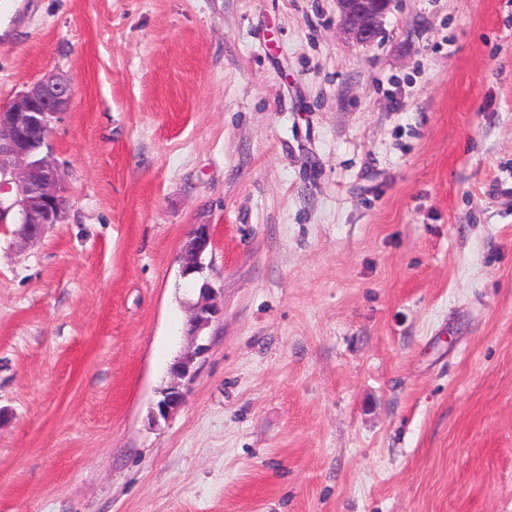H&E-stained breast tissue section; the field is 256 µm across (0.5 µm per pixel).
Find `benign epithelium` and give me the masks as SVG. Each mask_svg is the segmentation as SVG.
I'll list each match as a JSON object with an SVG mask.
<instances>
[{
  "instance_id": "1",
  "label": "benign epithelium",
  "mask_w": 512,
  "mask_h": 512,
  "mask_svg": "<svg viewBox=\"0 0 512 512\" xmlns=\"http://www.w3.org/2000/svg\"><path fill=\"white\" fill-rule=\"evenodd\" d=\"M336 7L338 32L359 46L369 47L380 37L394 0H336ZM75 96L70 79L51 74L0 106V193L6 194L0 197V223L21 225L18 235L25 241L39 240V235L27 231L28 225L60 224L66 208L60 168L49 150L40 158L35 156L37 146L31 132H41L43 147H49L52 123L69 110ZM191 239L190 256L181 265V276L200 285L197 300L187 302L188 330L197 337L221 312L216 301L220 289L204 278V254L214 243L213 225H194ZM205 351V346L198 345L174 359L172 380L160 391L155 415L164 418L182 404V380L189 377L194 360Z\"/></svg>"
}]
</instances>
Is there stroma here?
Returning a JSON list of instances; mask_svg holds the SVG:
<instances>
[{
	"label": "stroma",
	"instance_id": "obj_1",
	"mask_svg": "<svg viewBox=\"0 0 512 512\" xmlns=\"http://www.w3.org/2000/svg\"><path fill=\"white\" fill-rule=\"evenodd\" d=\"M0 24V104L76 87L64 223L0 224V512H512V0H397L370 47L335 0ZM193 228L190 256L188 261L181 265V276L184 279L192 278L194 286L203 279L200 288H191L199 289L197 300L187 302L188 330L192 336L198 337L200 332L221 312V307L216 301L221 288H215L203 275L206 269L204 254L214 243L213 225L197 224ZM206 351L205 345H196L193 351L181 354L170 366L172 380L159 392L161 398L156 404L155 417L166 415L182 404L184 392L182 380L189 377L194 360Z\"/></svg>",
	"mask_w": 512,
	"mask_h": 512
}]
</instances>
